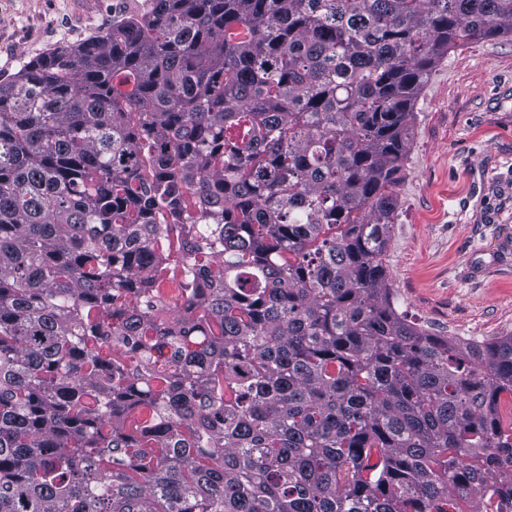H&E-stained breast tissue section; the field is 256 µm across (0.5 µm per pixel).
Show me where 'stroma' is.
Returning a JSON list of instances; mask_svg holds the SVG:
<instances>
[{"label":"stroma","mask_w":512,"mask_h":512,"mask_svg":"<svg viewBox=\"0 0 512 512\" xmlns=\"http://www.w3.org/2000/svg\"><path fill=\"white\" fill-rule=\"evenodd\" d=\"M145 0H0V75L140 13ZM383 263L439 336L512 334V37L449 50L421 89Z\"/></svg>","instance_id":"obj_1"}]
</instances>
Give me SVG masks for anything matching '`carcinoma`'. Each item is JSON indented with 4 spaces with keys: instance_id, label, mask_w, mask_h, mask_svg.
I'll use <instances>...</instances> for the list:
<instances>
[{
    "instance_id": "obj_1",
    "label": "carcinoma",
    "mask_w": 512,
    "mask_h": 512,
    "mask_svg": "<svg viewBox=\"0 0 512 512\" xmlns=\"http://www.w3.org/2000/svg\"><path fill=\"white\" fill-rule=\"evenodd\" d=\"M509 35L149 0L0 80V512H512V335L410 322L381 259L420 90Z\"/></svg>"
}]
</instances>
